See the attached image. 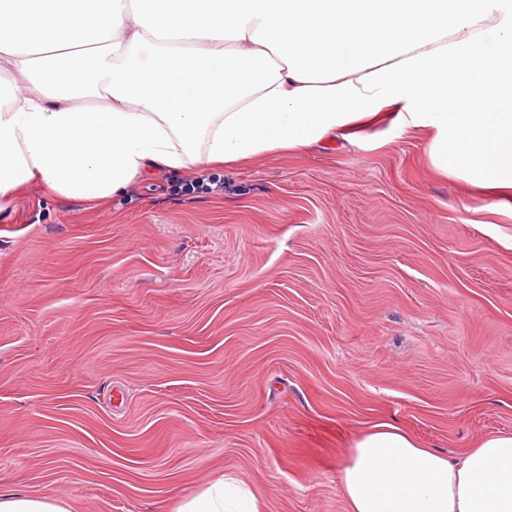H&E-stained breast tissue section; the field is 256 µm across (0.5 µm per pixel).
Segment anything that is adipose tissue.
Listing matches in <instances>:
<instances>
[{
	"label": "adipose tissue",
	"instance_id": "ef3b65f1",
	"mask_svg": "<svg viewBox=\"0 0 512 512\" xmlns=\"http://www.w3.org/2000/svg\"><path fill=\"white\" fill-rule=\"evenodd\" d=\"M393 115L431 166L512 202V0H0V209L93 202L173 170L348 137ZM347 512H512V434L458 456L357 438ZM259 512L227 474L176 512ZM0 512H67L51 488Z\"/></svg>",
	"mask_w": 512,
	"mask_h": 512
}]
</instances>
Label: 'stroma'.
I'll return each mask as SVG.
<instances>
[{"mask_svg":"<svg viewBox=\"0 0 512 512\" xmlns=\"http://www.w3.org/2000/svg\"><path fill=\"white\" fill-rule=\"evenodd\" d=\"M391 118L0 212V491L175 512L230 473L262 512H345L375 425L451 455L512 434V212Z\"/></svg>","mask_w":512,"mask_h":512,"instance_id":"obj_1","label":"stroma"}]
</instances>
